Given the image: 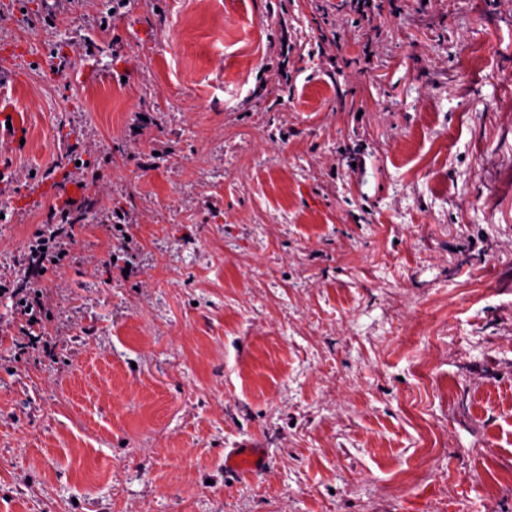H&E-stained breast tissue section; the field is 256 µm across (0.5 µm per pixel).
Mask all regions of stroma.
<instances>
[{
    "mask_svg": "<svg viewBox=\"0 0 512 512\" xmlns=\"http://www.w3.org/2000/svg\"><path fill=\"white\" fill-rule=\"evenodd\" d=\"M375 5L0 17V512H512V0ZM7 121H10L12 129L7 128ZM28 133L25 113L17 110L12 104H4L2 100L0 102V144L1 138L6 136L12 145L17 147L21 139H27ZM61 234L67 235L68 231L53 232L47 239L40 236L35 241L36 244L31 245L32 255L35 259V271L29 274V278L37 282L46 273L48 265H56L53 260L57 261L58 255L64 251L61 249L62 244L65 245V238ZM41 247H45L46 251H41ZM14 293L15 291L12 292V294ZM19 295L20 297L17 302L19 314L26 317V323L30 329H34L37 326L40 330L42 323L40 315L46 313L47 296L44 295L41 289H38V285L29 286L15 293V297ZM21 301H24V304H21ZM27 308H30L29 312H26ZM265 460L257 448H237L224 460L225 478L240 477L245 473L257 474L263 470Z\"/></svg>",
    "mask_w": 512,
    "mask_h": 512,
    "instance_id": "stroma-1",
    "label": "stroma"
}]
</instances>
